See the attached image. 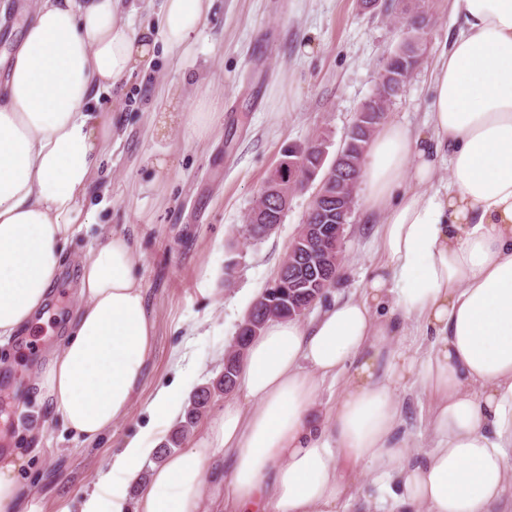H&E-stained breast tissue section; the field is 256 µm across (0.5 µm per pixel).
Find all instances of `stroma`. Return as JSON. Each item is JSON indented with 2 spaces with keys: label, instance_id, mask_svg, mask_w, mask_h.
Returning <instances> with one entry per match:
<instances>
[{
  "label": "stroma",
  "instance_id": "35a3bbf8",
  "mask_svg": "<svg viewBox=\"0 0 512 512\" xmlns=\"http://www.w3.org/2000/svg\"><path fill=\"white\" fill-rule=\"evenodd\" d=\"M431 19L422 61L388 103L387 118L426 129L434 91L431 72L448 49L456 24L451 0H213L207 22L185 54L157 50L152 65L135 72L100 102L118 121L94 179L91 203L100 221L69 246L67 274L97 237L115 228L134 236L142 254L147 305L156 324L155 351L129 416L96 442L74 441L38 398L33 356L61 345L52 320L0 345V429L26 460L30 512H56L72 488L91 485L127 437L148 433L146 405L175 367L202 386L218 377L224 355L254 299L273 279L311 206L319 180L290 198L276 230L247 240L245 217L266 178L289 150L315 138L335 158L359 107L375 92L387 57L405 40L404 17ZM212 79V125L204 137L173 126L151 134L153 113L167 108L166 91L194 105V85ZM167 150L169 164L150 162ZM345 260L319 307L360 294L378 260L374 225L355 202L345 226Z\"/></svg>",
  "mask_w": 512,
  "mask_h": 512
}]
</instances>
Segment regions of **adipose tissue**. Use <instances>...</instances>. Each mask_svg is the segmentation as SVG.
Instances as JSON below:
<instances>
[{"label": "adipose tissue", "mask_w": 512, "mask_h": 512, "mask_svg": "<svg viewBox=\"0 0 512 512\" xmlns=\"http://www.w3.org/2000/svg\"><path fill=\"white\" fill-rule=\"evenodd\" d=\"M211 0H164L158 32H133L119 0H31L0 82V340L46 317L67 249L96 221L85 206L112 141L93 109L154 59L189 49ZM457 30L435 66L429 134L385 124L360 183L380 217L379 260L360 296L310 322L272 320L245 352L235 393L195 446L150 465L125 439L58 512H211L205 469L224 460V512H340L372 474L392 512H512V0H453ZM450 177L437 189V162ZM135 239L89 249L42 400L85 442L126 418L155 343ZM342 380L318 411L325 381ZM192 379L147 405L164 434ZM433 399L431 445L411 453L402 389ZM23 460L0 459V512H27Z\"/></svg>", "instance_id": "adipose-tissue-1"}]
</instances>
